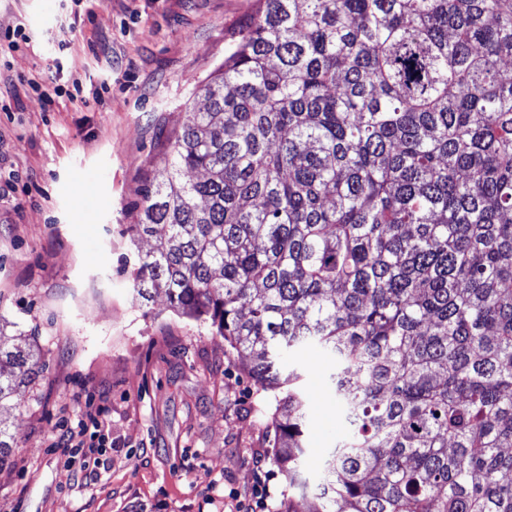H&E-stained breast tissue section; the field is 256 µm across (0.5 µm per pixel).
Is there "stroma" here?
<instances>
[{"label": "stroma", "mask_w": 512, "mask_h": 512, "mask_svg": "<svg viewBox=\"0 0 512 512\" xmlns=\"http://www.w3.org/2000/svg\"><path fill=\"white\" fill-rule=\"evenodd\" d=\"M256 0H0V31L18 22L30 46L6 53L0 77L96 82L112 63L103 104L46 103L18 87L0 111V320L35 335L43 378L4 412L14 441L0 469V512H204L223 483L221 512H245L255 488L278 504L287 482L269 462L273 392L209 324L174 314L164 295L137 298L131 281L140 191L166 161L169 139L197 106L195 90L249 25ZM73 24L55 68L45 30ZM310 483L345 434L331 388L334 361L307 348ZM106 398L108 466L81 472L57 437L74 394Z\"/></svg>", "instance_id": "35a3bbf8"}]
</instances>
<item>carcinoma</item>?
I'll list each match as a JSON object with an SVG mask.
<instances>
[{
  "instance_id": "cac0c4a2",
  "label": "carcinoma",
  "mask_w": 512,
  "mask_h": 512,
  "mask_svg": "<svg viewBox=\"0 0 512 512\" xmlns=\"http://www.w3.org/2000/svg\"><path fill=\"white\" fill-rule=\"evenodd\" d=\"M509 61L512 0H258L143 189L137 295L281 394L274 512H512ZM303 347L347 424L315 485ZM45 370L0 325V410Z\"/></svg>"
}]
</instances>
